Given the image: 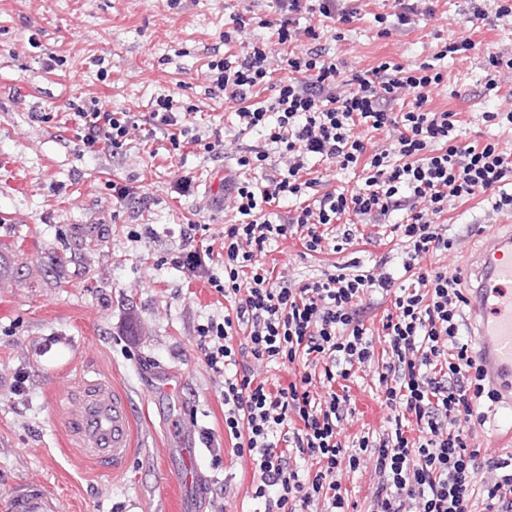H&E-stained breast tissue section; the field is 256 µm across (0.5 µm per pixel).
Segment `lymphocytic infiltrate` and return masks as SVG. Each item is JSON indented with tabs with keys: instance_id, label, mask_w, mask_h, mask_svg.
<instances>
[{
	"instance_id": "lymphocytic-infiltrate-1",
	"label": "lymphocytic infiltrate",
	"mask_w": 512,
	"mask_h": 512,
	"mask_svg": "<svg viewBox=\"0 0 512 512\" xmlns=\"http://www.w3.org/2000/svg\"><path fill=\"white\" fill-rule=\"evenodd\" d=\"M358 0H274V16L259 20L271 38L248 42L237 62L210 61L212 84L239 105L241 132L257 131L274 144L240 156L241 176L227 190L236 223L219 233V247L201 248L192 231L171 256L174 267L199 277L222 254L223 278L211 285L230 299L231 315L207 322L198 336L214 372L234 366L224 378V429L236 457L249 458L259 474L251 497L263 512H346L336 479L342 471L373 464L376 487L369 512H512V472L484 458L471 441L485 423L479 401L483 376L464 340L467 299L458 275L426 269L427 256L451 250L454 241L440 219L452 202L483 193L493 213L512 214V152L499 144L461 147L451 142V112L427 106L442 75L433 63L410 68L388 62L345 71L336 54L316 46L314 29H300V15L350 23ZM429 0H394L392 13L378 16L383 36L403 33L418 16L433 15ZM313 47L300 48L301 38ZM284 48L285 76L273 78L270 60ZM271 91L269 104L256 102ZM412 95L407 111L395 104ZM68 116L89 151L121 148L138 126L127 113L98 104L69 102ZM382 132L386 148L368 151L359 126ZM337 169L362 168L366 177L353 191H328L304 201L315 181L308 159ZM297 198L277 219L267 207ZM391 225L404 272L396 285L383 271L322 272L296 280L258 266L257 257L285 237H297L309 252L321 250L331 225L343 224L344 244L382 245L379 234L362 235L359 225ZM381 311L386 343L379 383L393 413V432L358 441L357 452L342 442L351 415L349 383L375 358L367 320ZM322 365L325 397L312 391V372L282 385L257 378L255 366L286 365L297 358Z\"/></svg>"
}]
</instances>
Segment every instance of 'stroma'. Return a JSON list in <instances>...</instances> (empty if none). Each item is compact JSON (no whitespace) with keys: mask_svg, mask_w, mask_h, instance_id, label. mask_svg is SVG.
<instances>
[{"mask_svg":"<svg viewBox=\"0 0 512 512\" xmlns=\"http://www.w3.org/2000/svg\"><path fill=\"white\" fill-rule=\"evenodd\" d=\"M470 0H434L433 16L401 36L383 37L376 15L393 0H361L344 40L328 19L302 16L319 46L348 68L382 62H435L443 81L428 106L454 112L458 145L512 144V130L485 122L512 111V70L484 88L488 52L512 50V24L470 21ZM269 18L270 0H0V512L24 484L42 489L56 512H254V467L233 455L224 432V378L210 370L197 329L224 317L225 301L206 278H188L168 259L181 228L209 225L218 235L234 217L218 178L233 173L258 135L238 134L235 101L208 91L207 64L240 54L263 36L249 26L225 42L230 15ZM470 40L468 57L435 60L441 41ZM172 95L192 107L200 144L173 146L160 130L119 149H83L65 106L98 101L146 125L153 100ZM126 187L117 199L114 186ZM489 211L475 197L448 212L459 249L431 258L452 273L482 244L476 219ZM385 270L401 278L387 247L303 254L293 238L272 244L266 266L308 279L330 266ZM380 363L357 378L348 441L379 436L395 422L382 402ZM26 375L15 390L17 375ZM183 386L167 398L169 376ZM105 379L134 405L133 453L109 472L87 458L70 426L88 381ZM191 433L203 476L186 488L170 450L174 430ZM482 455L512 463V410L493 404L472 442Z\"/></svg>","mask_w":512,"mask_h":512,"instance_id":"obj_1","label":"stroma"}]
</instances>
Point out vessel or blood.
Instances as JSON below:
<instances>
[{"label":"vessel or blood","instance_id":"obj_1","mask_svg":"<svg viewBox=\"0 0 512 512\" xmlns=\"http://www.w3.org/2000/svg\"><path fill=\"white\" fill-rule=\"evenodd\" d=\"M485 243L472 261L468 275V326L489 385L512 409V232L482 231ZM83 404L73 419L76 433L89 459L106 469H119L130 457L133 410L130 400L97 380L85 389ZM199 450L183 447L179 473L186 484L198 481ZM9 512H54L51 500L41 491L13 493Z\"/></svg>","mask_w":512,"mask_h":512}]
</instances>
